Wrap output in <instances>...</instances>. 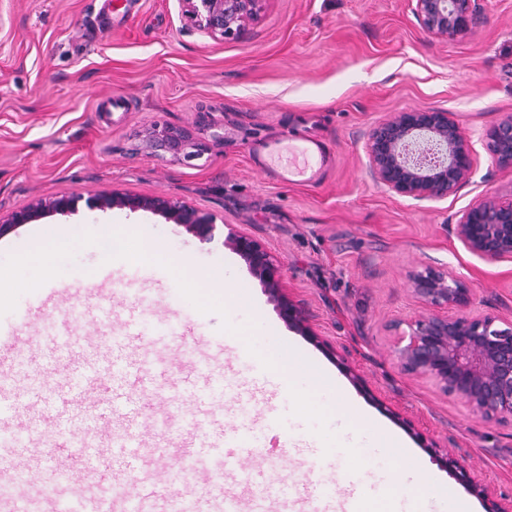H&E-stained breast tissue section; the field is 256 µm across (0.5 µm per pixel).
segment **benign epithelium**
<instances>
[{
  "mask_svg": "<svg viewBox=\"0 0 512 512\" xmlns=\"http://www.w3.org/2000/svg\"><path fill=\"white\" fill-rule=\"evenodd\" d=\"M185 17L214 39L238 37L254 20L262 0H180ZM477 11L476 0H415L414 14L430 37L443 39L467 33ZM489 146L498 163L512 166V117L488 132ZM143 148L161 159L180 161L198 157L201 145L181 130L152 125L144 130ZM369 172L390 192L416 200L442 199L470 177L472 149L458 124L438 109L398 112L368 135ZM80 196L56 194L0 215V237L15 227L53 213L76 209ZM100 210L148 211L179 224L203 242L219 230L213 215L181 200L123 192H101L87 201ZM456 238L472 254L488 261L512 259V200H486L465 212L454 225ZM224 247L245 263L274 302L288 326L318 345L324 344L310 325L305 310L288 297L283 268L269 248L254 236L230 230ZM411 294L422 312L398 337L392 353L404 371L428 378L446 397L462 401L473 414L486 420H512V323L474 313L473 293L448 273L426 269L409 277ZM436 460L455 479L484 501L486 512H512L468 469L451 455Z\"/></svg>",
  "mask_w": 512,
  "mask_h": 512,
  "instance_id": "obj_1",
  "label": "benign epithelium"
}]
</instances>
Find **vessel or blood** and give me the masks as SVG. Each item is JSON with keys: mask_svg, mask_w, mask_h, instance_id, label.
Returning a JSON list of instances; mask_svg holds the SVG:
<instances>
[{"mask_svg": "<svg viewBox=\"0 0 512 512\" xmlns=\"http://www.w3.org/2000/svg\"><path fill=\"white\" fill-rule=\"evenodd\" d=\"M135 294L118 278L80 293L60 285L43 287L16 313L27 335L0 324V455L17 448L31 452L22 467L0 472V512H261L267 500L287 502L292 493L288 481H257L247 465L258 455L260 433L246 428L217 432L211 396L222 390L223 379L198 355L184 313L124 333L120 341L130 347V354L108 360L103 367L93 362L72 366V357L88 345L87 337L68 328H42L47 306L68 305L76 321L105 322L112 315L113 299ZM164 334L180 339L187 354V382L173 384L172 399L188 404L194 424L183 432L167 415L155 417L153 428L166 438L173 456L159 480L148 462L137 459L145 439L136 413L125 412L123 437L114 436L111 422L113 413L125 411V392L142 363V347ZM37 339L68 369L65 383L50 384L41 395L4 378ZM226 469L251 488V503L234 492L201 497V490L219 484ZM189 477L195 480V490L184 487Z\"/></svg>", "mask_w": 512, "mask_h": 512, "instance_id": "vessel-or-blood-1", "label": "vessel or blood"}]
</instances>
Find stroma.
Segmentation results:
<instances>
[{"label":"stroma","instance_id":"35a3bbf8","mask_svg":"<svg viewBox=\"0 0 512 512\" xmlns=\"http://www.w3.org/2000/svg\"><path fill=\"white\" fill-rule=\"evenodd\" d=\"M471 31L427 36L412 0H264L234 40L211 38L184 17L179 0H0V212L57 193L121 190L164 195L215 215L265 242L283 266L290 297L311 317L321 343L280 318L262 285L221 240L205 243L149 212L79 205L0 238V262L111 227L136 232L247 286L260 314L199 313L154 263L103 266L98 244L77 248L57 280L78 286L85 271H134L143 306L117 302L118 318L164 319L171 307L195 314L226 390L215 398L226 430L243 419L267 438L265 479L286 477L297 495L320 485L354 494L355 512H448L449 498L477 497L440 467L450 454L503 502L512 501V422L485 420L428 381L408 374L391 352L400 328L423 310L410 274L433 267L465 282L474 310L512 321V260L487 261L450 231L489 198L512 199V167L489 149L490 128L512 116V0H479ZM434 108L456 120L473 150L468 181L442 199L399 197L368 172V134L397 112ZM166 123L205 144L201 156L163 161L139 150L143 129ZM295 134L329 155L313 185L277 176L288 155L268 144ZM273 323L343 384L357 404L398 433L410 456L403 489L392 485L388 454L349 413L331 412L339 445L326 449L312 424L295 416L287 375L262 368L223 318ZM176 341L148 347V408H166L162 385L183 367ZM359 373L356 386L350 372ZM446 496L416 495L420 477Z\"/></svg>","mask_w":512,"mask_h":512}]
</instances>
